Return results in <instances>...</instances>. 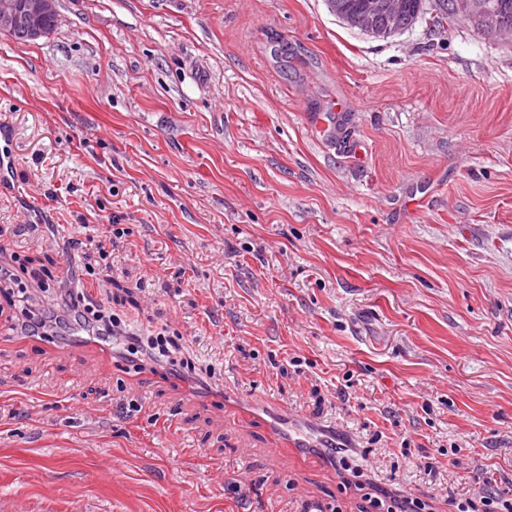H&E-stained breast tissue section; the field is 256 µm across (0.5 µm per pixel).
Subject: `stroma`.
Here are the masks:
<instances>
[{
    "instance_id": "stroma-1",
    "label": "stroma",
    "mask_w": 512,
    "mask_h": 512,
    "mask_svg": "<svg viewBox=\"0 0 512 512\" xmlns=\"http://www.w3.org/2000/svg\"><path fill=\"white\" fill-rule=\"evenodd\" d=\"M59 11L49 36L0 35V265L93 266L79 288L194 369L22 336L0 291V496L367 512L245 416L260 397L433 512L488 473L512 491V40L425 17L374 39L327 0Z\"/></svg>"
}]
</instances>
